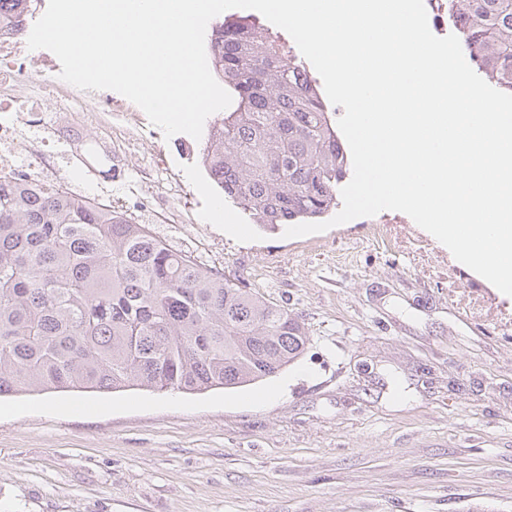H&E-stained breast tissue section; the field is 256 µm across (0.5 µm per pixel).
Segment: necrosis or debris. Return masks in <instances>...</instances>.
Wrapping results in <instances>:
<instances>
[{"label": "necrosis or debris", "instance_id": "4bbe7bcc", "mask_svg": "<svg viewBox=\"0 0 512 512\" xmlns=\"http://www.w3.org/2000/svg\"><path fill=\"white\" fill-rule=\"evenodd\" d=\"M42 0H29L23 14L0 13V180L32 191L54 188L63 195L95 203L100 196L91 184L66 175L54 148L62 140L74 149L81 167L103 175L121 170L132 146L155 133L129 112L113 108L111 97L97 106L77 103L73 91L57 76L59 64L50 51H42L43 67L31 77L23 72L30 60L26 21L40 17ZM56 98L58 111L42 108L45 98ZM23 164H15L16 156ZM448 302L497 336L512 334V313L490 318L497 303L487 289L463 288L448 282Z\"/></svg>", "mask_w": 512, "mask_h": 512}]
</instances>
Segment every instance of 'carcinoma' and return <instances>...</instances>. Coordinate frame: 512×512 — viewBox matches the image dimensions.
<instances>
[{
    "label": "carcinoma",
    "mask_w": 512,
    "mask_h": 512,
    "mask_svg": "<svg viewBox=\"0 0 512 512\" xmlns=\"http://www.w3.org/2000/svg\"><path fill=\"white\" fill-rule=\"evenodd\" d=\"M448 11L477 73L512 94V0H448ZM209 53L238 96L202 156L224 196L271 228L336 208L350 156L298 56L247 17L216 26ZM308 344L298 317L147 225L0 182V396L241 387Z\"/></svg>",
    "instance_id": "obj_1"
}]
</instances>
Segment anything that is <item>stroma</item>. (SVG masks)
Segmentation results:
<instances>
[{
	"label": "stroma",
	"instance_id": "35a3bbf8",
	"mask_svg": "<svg viewBox=\"0 0 512 512\" xmlns=\"http://www.w3.org/2000/svg\"><path fill=\"white\" fill-rule=\"evenodd\" d=\"M165 143L185 223L156 222L145 143L102 193L198 262L298 316L274 377L201 394L130 388L0 399V512H512V335L448 305L447 272L366 218L284 238Z\"/></svg>",
	"mask_w": 512,
	"mask_h": 512
}]
</instances>
